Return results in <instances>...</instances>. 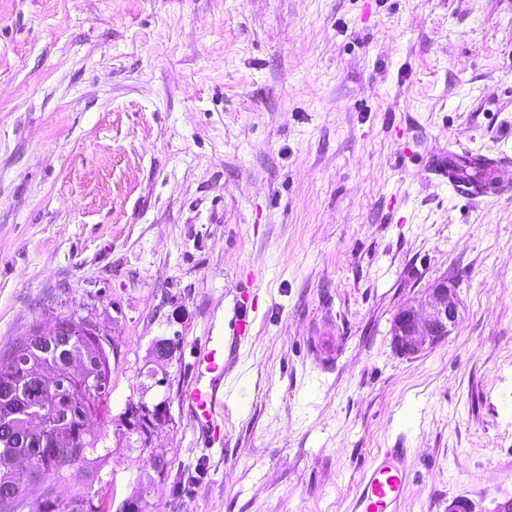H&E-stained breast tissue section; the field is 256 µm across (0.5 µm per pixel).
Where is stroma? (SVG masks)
I'll return each mask as SVG.
<instances>
[{"label": "stroma", "instance_id": "obj_1", "mask_svg": "<svg viewBox=\"0 0 512 512\" xmlns=\"http://www.w3.org/2000/svg\"><path fill=\"white\" fill-rule=\"evenodd\" d=\"M456 142L512 156V0H0V355L48 310L108 338L89 498L345 512L381 448L403 512L511 498L512 194L450 192ZM444 279L457 328L402 357L394 315ZM205 344L219 441L181 399ZM144 415L151 417L152 423L156 426L165 421L166 408L162 403L153 404L150 407L144 399H139L137 402L130 401L125 404L123 417L127 421L135 418L140 419Z\"/></svg>", "mask_w": 512, "mask_h": 512}]
</instances>
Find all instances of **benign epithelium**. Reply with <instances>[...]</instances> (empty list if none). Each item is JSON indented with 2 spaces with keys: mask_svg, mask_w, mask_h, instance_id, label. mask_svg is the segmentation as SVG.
Masks as SVG:
<instances>
[{
  "mask_svg": "<svg viewBox=\"0 0 512 512\" xmlns=\"http://www.w3.org/2000/svg\"><path fill=\"white\" fill-rule=\"evenodd\" d=\"M460 320V303L456 289L448 282H437L408 301L396 313L392 325V341L397 351L408 358L417 357L448 339ZM88 336L98 347H104L106 337L96 328L80 319L61 329L62 336ZM147 415L158 425L165 421L166 408L158 403L152 406L144 400L125 404L123 417L126 420L139 419Z\"/></svg>",
  "mask_w": 512,
  "mask_h": 512,
  "instance_id": "benign-epithelium-1",
  "label": "benign epithelium"
}]
</instances>
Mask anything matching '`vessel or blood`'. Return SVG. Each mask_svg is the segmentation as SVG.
<instances>
[{"instance_id":"vessel-or-blood-1","label":"vessel or blood","mask_w":512,"mask_h":512,"mask_svg":"<svg viewBox=\"0 0 512 512\" xmlns=\"http://www.w3.org/2000/svg\"><path fill=\"white\" fill-rule=\"evenodd\" d=\"M465 153L460 147L436 157L432 162L436 176L456 194L469 198L496 196L506 190L504 164L495 157L479 158L480 165L487 169L488 183L462 179L450 160ZM194 370L195 379L183 391V401L212 437L220 438L224 432V359L216 348L201 347L195 354ZM409 480L410 467L403 449L377 450L356 484L347 512H403Z\"/></svg>"}]
</instances>
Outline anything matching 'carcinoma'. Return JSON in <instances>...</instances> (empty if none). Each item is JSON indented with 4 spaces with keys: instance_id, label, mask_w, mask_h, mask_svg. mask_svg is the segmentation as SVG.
I'll return each instance as SVG.
<instances>
[{
    "instance_id": "obj_1",
    "label": "carcinoma",
    "mask_w": 512,
    "mask_h": 512,
    "mask_svg": "<svg viewBox=\"0 0 512 512\" xmlns=\"http://www.w3.org/2000/svg\"><path fill=\"white\" fill-rule=\"evenodd\" d=\"M68 320L67 316L44 313L30 335L12 344L8 360L0 365V423L8 418L11 425L8 432L0 433V489L16 483L8 467L13 459L27 461L31 473L27 485L19 487L16 498L0 499V512H18L23 506L31 512H57L58 505L45 483L74 480L80 471L112 454V450L102 446L105 437L90 434L82 421L84 416L106 407L109 371L91 373L87 390L68 403L32 396L30 382L13 363L15 358L31 361L28 376L36 379L41 372L64 375L63 362L74 355L94 356L92 344L82 336L69 342L51 336L54 328ZM110 498V494H103L95 506L78 485L66 512H106Z\"/></svg>"
}]
</instances>
